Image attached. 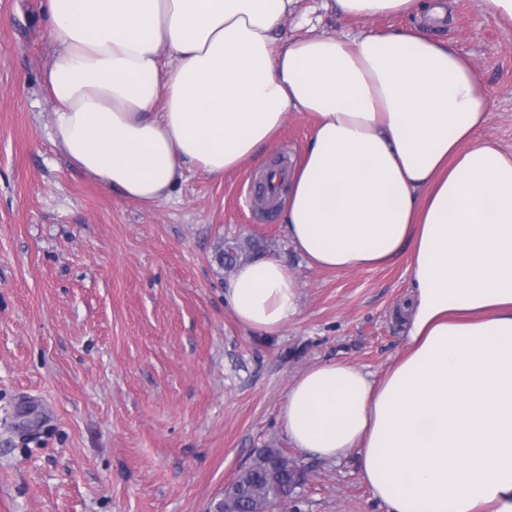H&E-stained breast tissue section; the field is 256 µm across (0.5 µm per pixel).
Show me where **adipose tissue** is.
<instances>
[{
	"instance_id": "obj_1",
	"label": "adipose tissue",
	"mask_w": 512,
	"mask_h": 512,
	"mask_svg": "<svg viewBox=\"0 0 512 512\" xmlns=\"http://www.w3.org/2000/svg\"><path fill=\"white\" fill-rule=\"evenodd\" d=\"M297 0H43L55 137L105 190L168 199L185 167L256 161L290 114L312 119L282 226L310 267L406 258L404 352L382 377L302 372L279 406L293 447L359 455L388 512H512V152L479 143L490 101L473 60L422 29L274 36ZM348 17L425 14L422 0H334ZM268 334L298 280L263 256L224 286Z\"/></svg>"
}]
</instances>
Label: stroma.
Returning <instances> with one entry per match:
<instances>
[{
    "label": "stroma",
    "mask_w": 512,
    "mask_h": 512,
    "mask_svg": "<svg viewBox=\"0 0 512 512\" xmlns=\"http://www.w3.org/2000/svg\"><path fill=\"white\" fill-rule=\"evenodd\" d=\"M431 34L473 57L490 100L477 142L512 151V28L479 0H442ZM414 17L348 18L298 0L278 38L399 29ZM53 52L41 0H0V512H206L267 446L304 480L288 512H386L356 454L293 447L278 407L323 361L382 376L403 351L396 311L406 259L375 270L309 267L278 208L253 184L296 161L311 120L289 117L276 144L237 174L185 169L169 199L105 191L54 139L42 72ZM280 258L296 274L297 314L276 334L224 305L216 254Z\"/></svg>",
    "instance_id": "1"
}]
</instances>
